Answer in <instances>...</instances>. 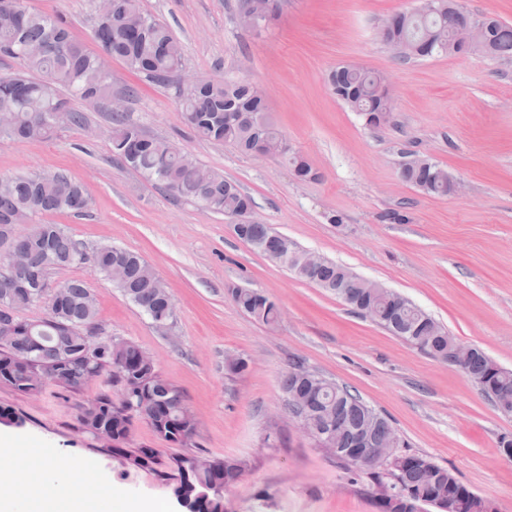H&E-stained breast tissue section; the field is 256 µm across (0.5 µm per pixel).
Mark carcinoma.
<instances>
[{"mask_svg": "<svg viewBox=\"0 0 512 512\" xmlns=\"http://www.w3.org/2000/svg\"><path fill=\"white\" fill-rule=\"evenodd\" d=\"M455 15L448 13V0H433V8L403 13L399 20H385L379 29L382 41L406 46L405 57L424 58L448 54ZM488 36L496 57L512 58V26L489 19ZM94 37L102 52L122 60L128 68L156 83H169L183 69V48L171 29L154 16L142 12L138 0H112L111 9L96 17ZM0 57L22 62L21 72L0 77V138L39 140L58 130L53 114L69 113L71 126L85 122L83 112L69 106L62 91L86 99L106 98L110 77L100 68L98 56L86 51L58 18L32 12L26 0H0ZM335 94L358 90L347 104L356 112L392 114L391 97L379 87L378 72L342 66L330 77ZM180 112L185 123L205 141L231 143L246 152L261 147L271 155L284 156L296 175L305 178L310 167L297 154H288L282 135L267 116L263 99L250 83L239 80L200 81L180 93ZM112 155L123 166L136 171L176 197L193 199L201 208L231 218L253 207L251 198L237 184L205 168L173 144L147 136L129 122L123 112L112 113ZM401 178L422 192L448 196V169L430 160L422 166L407 165ZM0 238L18 244L25 255L27 279L0 272V384L21 395H34L47 383L79 392L92 378L105 379L116 389L117 399L101 395L79 405L84 433H112L111 451L129 468L153 470L163 464L171 471V491L186 512L194 504L185 488L209 493L208 512H227L224 490L247 469L236 457L210 459L197 468L194 453H182L162 461L155 450L125 448L134 421L143 419L153 433L174 448L196 447L197 418L183 391L164 379L142 360L144 350L134 342L108 339L94 362L83 358L90 338L100 334L97 306L81 280H71L56 298L45 299L42 289L56 266L88 264L114 283L151 321L154 327L176 319L169 312L170 292L150 264L139 254L122 247L104 245L87 253L81 244L57 224H32L38 213L81 214L88 207L83 187L55 173L35 177L0 178ZM29 225L20 233L17 227ZM237 236L255 251L286 267L299 279L312 282L343 300L352 309L366 302L376 310L374 321L391 334L420 351L446 362L456 340L421 307L387 288L371 290L369 280L348 268L323 260L307 262L309 252L290 238L255 221L244 225ZM226 292L237 308L265 325L280 321V305L271 296L250 288L230 286ZM45 302L44 315L24 320L20 311ZM294 361L282 380L285 396L310 402L318 412L317 425L332 416L339 423L337 440L347 445L353 436L367 432L383 440L394 428L380 414L347 388L323 376L303 380ZM465 375L489 398L499 396L512 403V370L499 366L481 349ZM373 486L380 512H423L448 494L458 483L456 475L436 463L395 472L403 494L395 501L385 498L384 480L373 471ZM492 505L475 494L459 512H487Z\"/></svg>", "mask_w": 512, "mask_h": 512, "instance_id": "cac0c4a2", "label": "carcinoma"}]
</instances>
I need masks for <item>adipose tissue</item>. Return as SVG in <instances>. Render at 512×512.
<instances>
[{"instance_id":"ef3b65f1","label":"adipose tissue","mask_w":512,"mask_h":512,"mask_svg":"<svg viewBox=\"0 0 512 512\" xmlns=\"http://www.w3.org/2000/svg\"><path fill=\"white\" fill-rule=\"evenodd\" d=\"M55 455L45 450L38 465L41 476L22 482L28 473L31 455L28 449L9 444L0 445V512H9L15 501H23L26 512H97V490L72 481L63 489H56L45 479L55 467Z\"/></svg>"}]
</instances>
